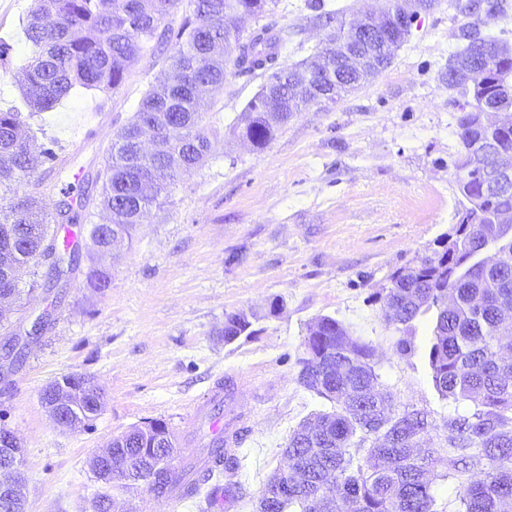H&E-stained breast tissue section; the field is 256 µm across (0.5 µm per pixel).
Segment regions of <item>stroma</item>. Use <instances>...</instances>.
Masks as SVG:
<instances>
[{
	"instance_id": "stroma-1",
	"label": "stroma",
	"mask_w": 512,
	"mask_h": 512,
	"mask_svg": "<svg viewBox=\"0 0 512 512\" xmlns=\"http://www.w3.org/2000/svg\"><path fill=\"white\" fill-rule=\"evenodd\" d=\"M467 2L440 0L421 13L388 68L336 103L310 105L261 152L235 141L230 127L265 78L227 76L202 102L208 161L180 177L119 258L101 259L108 288L87 287L84 258L13 308L4 325L14 330L54 308L19 364L0 357V428L22 441L26 512H93L102 485L91 459L147 421L167 425L178 463L202 461L214 427L237 433L240 467L221 481L243 498L226 512H254L293 430L331 408L296 381L306 328L320 315L375 346L382 388L397 405L437 420L467 413L433 386L429 323H417L410 351L400 352L399 332L371 298L455 222L458 94L448 87V58L464 47L467 25L512 44V0L471 15ZM271 19L288 31L281 59L289 65L330 31L308 0H277ZM171 53L145 54L109 95L85 91L31 120L64 167L46 207L82 193L78 176L100 168ZM91 112L107 120L89 136ZM238 310L251 313L255 334L225 343L224 316ZM73 374L101 386L105 405L92 426L69 431L51 420L41 393Z\"/></svg>"
}]
</instances>
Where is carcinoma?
I'll list each match as a JSON object with an SVG mask.
<instances>
[{"label":"carcinoma","instance_id":"1","mask_svg":"<svg viewBox=\"0 0 512 512\" xmlns=\"http://www.w3.org/2000/svg\"><path fill=\"white\" fill-rule=\"evenodd\" d=\"M188 2V8L181 5ZM276 0H32L23 35L33 56L23 68L20 105L0 108V225L24 226L13 246L8 268L45 267L49 279H59L66 256L80 245L59 248L60 224L89 221L90 197L78 206L61 200L52 211L43 207L47 184L31 181L43 164L54 159L51 149L35 138L15 136L26 120L52 112L81 90L109 94L131 76L144 53L171 44L154 82L135 112L112 137V146L95 177L94 191L110 214V223L132 238L136 225L153 207L166 203L184 172L204 165L210 138L200 110V92L223 88L227 76L258 72L278 83L280 94L267 99L266 86L247 103L231 134L265 150L294 115L336 92H347L363 81L357 71L338 64L336 47L325 42L317 56L323 65L288 67L280 62L288 32L261 25L243 29L246 18H264ZM179 20H174L175 14ZM466 46L452 54L462 65L448 70L459 88H466L465 71L482 69L486 84L468 91V104L456 118L461 149L454 161L459 195L456 224L435 241L430 253L393 271L387 285L373 293L393 310L388 318L395 330L413 334L421 320L431 323L427 359L434 388L455 403H471L467 415L443 420L445 435L421 409L400 407L381 384L374 367L375 347L355 337L330 315L307 326L297 382L333 404L317 413L288 438L283 464L268 478L255 505L256 512H438L433 487L437 481L466 476L460 482V512H512V338H503L501 314L512 307V224H495L497 212H512V187L488 192L475 177L472 160L489 141L512 155V126L499 128L479 120L491 103L512 112V54L499 53L501 41L466 30ZM389 33L376 48L380 69L392 61ZM153 130L163 152H142L139 135ZM27 185L29 189L19 191ZM482 200L479 212L470 201ZM108 239L99 225L87 229L86 251L95 262ZM494 250L499 264L483 265L484 253ZM109 274L91 266L87 285L108 287ZM252 315L243 311L224 316V342L249 337ZM79 400L70 428H85L103 410L104 392L90 378L67 375ZM151 441L135 425L113 440V465L96 470L105 485L95 512H109L107 490L144 488L157 496L178 491L190 499L210 486L211 507L235 499L231 488L213 482L215 474L238 468L225 441H211L208 462L199 468L174 467L175 440L160 458L146 457ZM140 468L141 482L126 481L128 467ZM292 471L308 475L304 483L289 480Z\"/></svg>","mask_w":512,"mask_h":512}]
</instances>
